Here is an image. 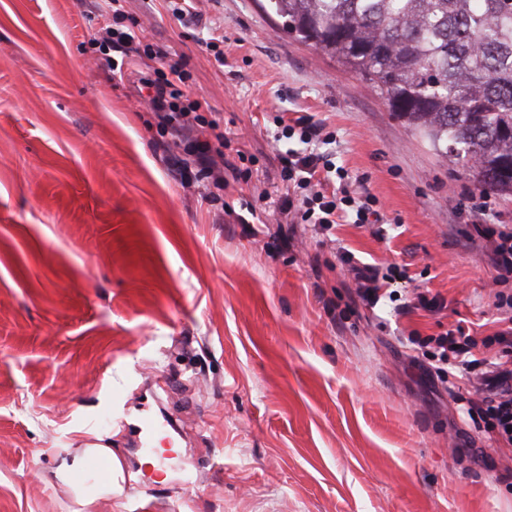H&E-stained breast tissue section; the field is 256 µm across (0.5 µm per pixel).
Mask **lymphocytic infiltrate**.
Listing matches in <instances>:
<instances>
[{
  "instance_id": "obj_1",
  "label": "lymphocytic infiltrate",
  "mask_w": 512,
  "mask_h": 512,
  "mask_svg": "<svg viewBox=\"0 0 512 512\" xmlns=\"http://www.w3.org/2000/svg\"><path fill=\"white\" fill-rule=\"evenodd\" d=\"M178 73L177 65L173 64L165 75L142 73L139 82L147 91L158 125L192 156L200 171L210 174L215 167L211 145L202 139L190 110L176 105L180 93L173 78ZM281 165L283 180L292 184L294 190L282 197L279 210L291 223L314 225L321 235L327 236L335 225L351 219L359 224L381 221L377 200L365 186L332 179L333 163L327 155L290 148L282 155ZM476 232L486 244L489 261L499 280H512V227L482 222ZM431 342L432 362L465 371L474 368L471 355L477 340L469 328L457 326L455 330L432 337ZM487 342L498 347L490 363L498 391L472 403L469 412L482 422L485 433L512 444V326L497 331Z\"/></svg>"
}]
</instances>
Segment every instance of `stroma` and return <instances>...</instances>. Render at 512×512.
<instances>
[{"instance_id":"1","label":"stroma","mask_w":512,"mask_h":512,"mask_svg":"<svg viewBox=\"0 0 512 512\" xmlns=\"http://www.w3.org/2000/svg\"><path fill=\"white\" fill-rule=\"evenodd\" d=\"M265 0H127L132 56L170 53L180 101L224 134V186L162 131L95 41L99 0H0V512H80V449L126 464L93 512H512V445L464 412L480 371L431 376L415 338L493 335L497 273L472 226L512 225L381 96L280 29ZM225 64H218L216 51ZM307 112L385 222L281 224L276 117ZM251 203L244 222L225 203ZM397 267L368 307L340 261ZM444 301L409 308L414 293ZM158 403L184 454L142 464Z\"/></svg>"}]
</instances>
